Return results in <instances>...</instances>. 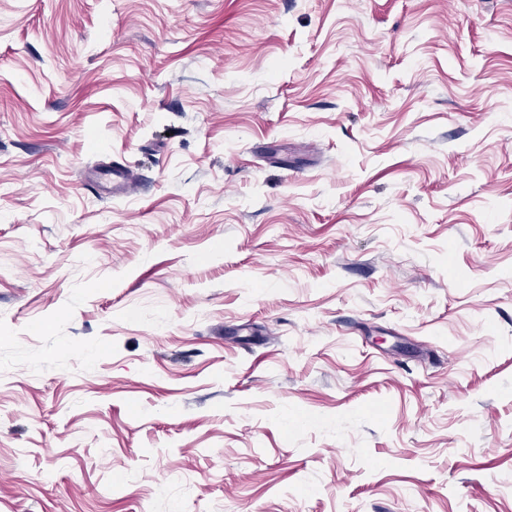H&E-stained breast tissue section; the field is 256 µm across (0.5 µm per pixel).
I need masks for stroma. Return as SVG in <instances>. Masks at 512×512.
<instances>
[{
    "label": "stroma",
    "instance_id": "1",
    "mask_svg": "<svg viewBox=\"0 0 512 512\" xmlns=\"http://www.w3.org/2000/svg\"><path fill=\"white\" fill-rule=\"evenodd\" d=\"M0 512H512V0H0ZM100 177L109 183L107 193L113 197L127 194L131 185L137 181L131 170L123 169H105L100 172Z\"/></svg>",
    "mask_w": 512,
    "mask_h": 512
}]
</instances>
